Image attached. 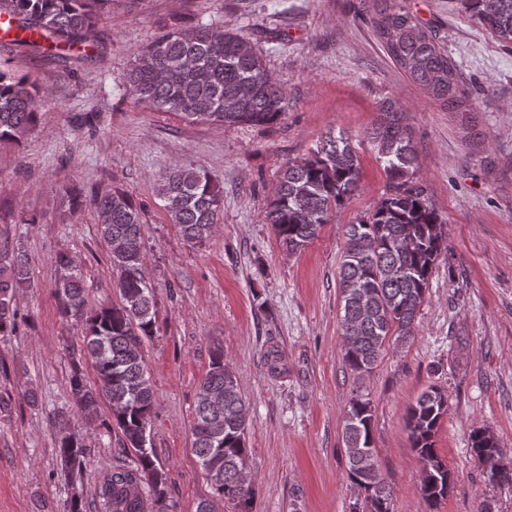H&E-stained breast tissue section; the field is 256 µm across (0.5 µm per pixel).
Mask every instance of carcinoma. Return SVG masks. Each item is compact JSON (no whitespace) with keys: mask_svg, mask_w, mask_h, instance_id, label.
I'll return each mask as SVG.
<instances>
[{"mask_svg":"<svg viewBox=\"0 0 512 512\" xmlns=\"http://www.w3.org/2000/svg\"><path fill=\"white\" fill-rule=\"evenodd\" d=\"M112 0H0L18 21L17 28L37 34L17 38L19 45L43 40L58 57L88 42L99 10ZM466 10L505 43L512 44V0H463ZM373 26L391 60L451 112L470 104L456 66L435 36L414 18L403 0H377ZM125 92L157 112H173L193 122L228 126L275 122L288 106L283 83L266 68L262 55L234 28L202 25L191 31L171 29L156 36L129 69ZM41 107L38 87L0 67V142H18L36 124ZM371 137L386 174L389 193L365 219L347 224L338 266L343 359L355 379L370 376L389 334L405 342L414 336L417 313L429 288L439 255L447 250L443 221L429 188L419 176L417 150L392 99L379 107ZM360 164L349 142L328 136L311 155L283 165L267 211L280 243L297 252L317 238L330 216L360 187ZM159 196L171 221L190 242L211 235L224 207V192L211 175L181 166L162 179ZM100 235L109 246L116 271L118 305L89 307L84 274L62 253L56 294L65 312L84 328V357L94 367L98 387L75 370L69 395L84 419L97 413L99 397L108 398L112 421L120 432L118 458L96 487L83 494L84 437L61 414L57 457L71 486L69 512H176L167 475L150 438L156 397L145 366L142 343L153 326L152 288L144 274L142 216L133 199L113 190L93 196ZM30 280L29 261L19 248L0 245V334L16 328L14 291ZM448 413V395L429 386L408 411L411 447L423 463L421 496L434 508L448 494V468L434 448V438ZM192 452L212 489V499L196 512H216L214 501L237 512H253L254 484L242 480L248 466L246 405L236 377L216 348L197 393ZM350 468L347 478L363 495L361 512H391L393 488L379 474L373 413L366 394H353L345 407L342 433ZM469 447L486 453L489 480L512 484V469L500 468L497 441L486 429H474Z\"/></svg>","mask_w":512,"mask_h":512,"instance_id":"carcinoma-1","label":"carcinoma"}]
</instances>
